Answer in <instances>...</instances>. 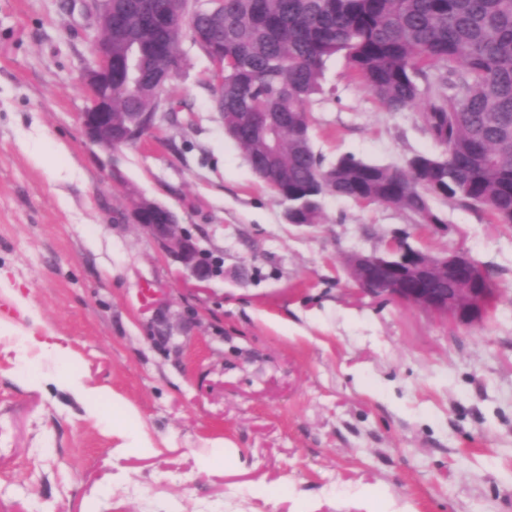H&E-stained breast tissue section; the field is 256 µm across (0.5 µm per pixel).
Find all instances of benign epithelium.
Returning <instances> with one entry per match:
<instances>
[{
    "mask_svg": "<svg viewBox=\"0 0 512 512\" xmlns=\"http://www.w3.org/2000/svg\"><path fill=\"white\" fill-rule=\"evenodd\" d=\"M184 12L215 11L219 0H177ZM112 3L90 0L98 30L103 34L92 47L93 60L84 71L89 105L79 113V122L87 140L115 151L132 144L158 126L156 112L112 111ZM159 248L175 259L192 279L191 287L203 290L212 273L199 257L193 238L179 222L178 214L154 200L140 197L130 213ZM350 273L361 290L374 298L392 299L421 309L446 315L464 326L483 322L486 303L492 289L475 283L473 288H450L448 281L474 279L467 255L448 252L426 258L404 242L394 240L383 253L353 252Z\"/></svg>",
    "mask_w": 512,
    "mask_h": 512,
    "instance_id": "obj_1",
    "label": "benign epithelium"
}]
</instances>
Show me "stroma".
Listing matches in <instances>:
<instances>
[{
	"label": "stroma",
	"instance_id": "1",
	"mask_svg": "<svg viewBox=\"0 0 512 512\" xmlns=\"http://www.w3.org/2000/svg\"><path fill=\"white\" fill-rule=\"evenodd\" d=\"M96 34L83 0H0V512H360L369 490L382 512H512V233L444 198L440 229L333 195L323 223H288L187 40L169 87L184 110L104 151L78 121ZM323 87L310 116L326 161L436 151L420 107L387 111L343 55ZM139 195L217 262L206 291L132 223ZM394 239L490 266L484 322L362 294L345 255ZM46 332L68 356L30 348ZM127 404L152 450L113 435ZM228 448L231 465L200 466Z\"/></svg>",
	"mask_w": 512,
	"mask_h": 512
}]
</instances>
